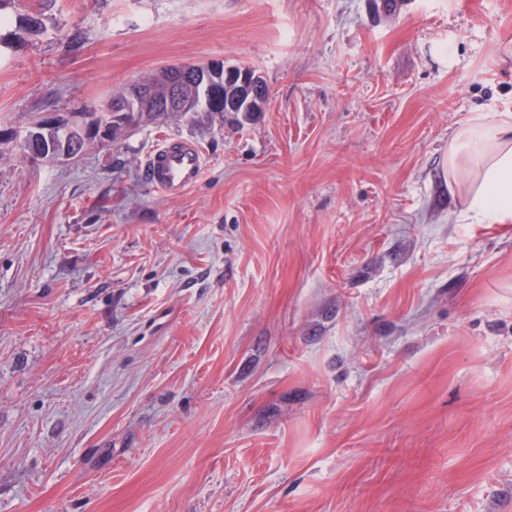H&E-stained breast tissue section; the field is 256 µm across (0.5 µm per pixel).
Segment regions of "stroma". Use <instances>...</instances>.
<instances>
[{
	"instance_id": "35a3bbf8",
	"label": "stroma",
	"mask_w": 512,
	"mask_h": 512,
	"mask_svg": "<svg viewBox=\"0 0 512 512\" xmlns=\"http://www.w3.org/2000/svg\"><path fill=\"white\" fill-rule=\"evenodd\" d=\"M57 0L0 126L168 64L264 80L23 164L0 142V512H512V226L448 135L512 112V0ZM78 45H71V37ZM165 137L204 155L168 197ZM249 74V71L243 69L241 71L240 83L237 78L235 81L228 80L226 85L223 83L212 84L207 93L203 90V107L196 112H214L212 114L219 115L223 119L224 110L229 112L263 111L268 96L267 86L258 75L253 84L247 85ZM205 100L208 103H205ZM237 103L238 106L235 107L234 105ZM202 169L203 155L194 142L164 138L146 159L144 174L154 188L174 197L195 184Z\"/></svg>"
}]
</instances>
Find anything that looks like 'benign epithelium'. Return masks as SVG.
I'll return each instance as SVG.
<instances>
[{
    "label": "benign epithelium",
    "mask_w": 512,
    "mask_h": 512,
    "mask_svg": "<svg viewBox=\"0 0 512 512\" xmlns=\"http://www.w3.org/2000/svg\"><path fill=\"white\" fill-rule=\"evenodd\" d=\"M221 64L212 62L197 71L193 82L179 81L175 73L165 69L155 74V85H161L165 94L160 97L155 92V85H140L122 97L112 100L113 112H183L190 104L195 87L202 82H211L218 77ZM51 124L72 132L82 125V116L77 112H55L48 115Z\"/></svg>",
    "instance_id": "7a95c632"
}]
</instances>
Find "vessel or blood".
Instances as JSON below:
<instances>
[{"instance_id":"vessel-or-blood-1","label":"vessel or blood","mask_w":512,"mask_h":512,"mask_svg":"<svg viewBox=\"0 0 512 512\" xmlns=\"http://www.w3.org/2000/svg\"><path fill=\"white\" fill-rule=\"evenodd\" d=\"M202 169L203 155L194 142L166 138L148 156L144 174L154 188L174 197L195 184Z\"/></svg>"}]
</instances>
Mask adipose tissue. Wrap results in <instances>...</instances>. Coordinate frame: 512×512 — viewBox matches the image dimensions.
Instances as JSON below:
<instances>
[{"mask_svg":"<svg viewBox=\"0 0 512 512\" xmlns=\"http://www.w3.org/2000/svg\"><path fill=\"white\" fill-rule=\"evenodd\" d=\"M448 188L471 224H512V113L478 112L448 136Z\"/></svg>","mask_w":512,"mask_h":512,"instance_id":"adipose-tissue-1","label":"adipose tissue"}]
</instances>
